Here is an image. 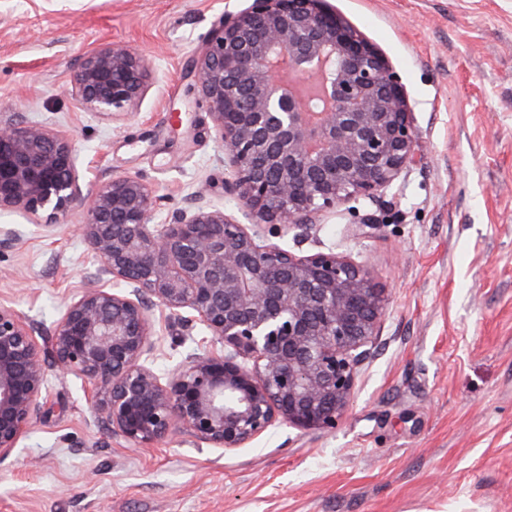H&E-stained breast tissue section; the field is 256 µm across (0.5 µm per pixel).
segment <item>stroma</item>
Masks as SVG:
<instances>
[{"mask_svg":"<svg viewBox=\"0 0 512 512\" xmlns=\"http://www.w3.org/2000/svg\"><path fill=\"white\" fill-rule=\"evenodd\" d=\"M406 87L424 156L364 214L321 217L290 250H333L391 288L384 328L335 431L272 427L232 451L173 435L148 451L102 428L89 383L47 368L42 413L0 460V512H512V0H328ZM247 0H0V123L60 130L86 182L143 179L164 211L202 199L239 223L224 147L191 64ZM131 44L152 64L132 114L71 98L80 56ZM0 212V302L46 331L88 285L77 230ZM163 336L167 374L209 350Z\"/></svg>","mask_w":512,"mask_h":512,"instance_id":"35a3bbf8","label":"stroma"}]
</instances>
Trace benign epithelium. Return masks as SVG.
<instances>
[{
    "label": "benign epithelium",
    "mask_w": 512,
    "mask_h": 512,
    "mask_svg": "<svg viewBox=\"0 0 512 512\" xmlns=\"http://www.w3.org/2000/svg\"><path fill=\"white\" fill-rule=\"evenodd\" d=\"M249 2L224 12L195 69L224 144V193L251 224L212 205L155 224L161 198L139 177L93 192L65 133L0 126V211L56 219L88 199L80 232L98 260L46 341L0 304V460L40 416L48 356L91 384L94 416L137 449L181 434L229 451L278 423L333 431L346 416L389 296L346 255L274 239L343 207L366 233L353 203L420 161L421 132L387 56L327 0ZM291 74L307 85L298 97ZM150 78L138 51L112 42L80 57L67 93L91 112H129ZM154 306L167 328L198 326L220 352L159 375Z\"/></svg>",
    "instance_id": "benign-epithelium-1"
}]
</instances>
